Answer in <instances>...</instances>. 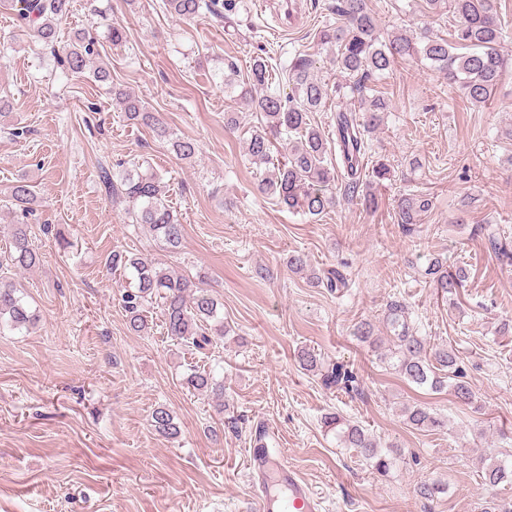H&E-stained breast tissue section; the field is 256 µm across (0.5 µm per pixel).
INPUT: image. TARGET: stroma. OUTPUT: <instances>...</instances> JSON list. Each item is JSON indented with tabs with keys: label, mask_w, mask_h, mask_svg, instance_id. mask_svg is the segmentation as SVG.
<instances>
[{
	"label": "stroma",
	"mask_w": 512,
	"mask_h": 512,
	"mask_svg": "<svg viewBox=\"0 0 512 512\" xmlns=\"http://www.w3.org/2000/svg\"><path fill=\"white\" fill-rule=\"evenodd\" d=\"M235 35L203 13L182 20L162 0H100L105 18L86 0H70L56 49L38 42L0 5V262L11 225L23 224L42 256L39 268L12 273L38 321L0 331V512H255L247 450L265 424L289 467L321 501L320 512H482L486 499L512 495L488 489L480 457L512 454V265L488 250L480 233L497 224L512 237V71L490 101L473 106L430 63L398 64L375 83L389 104L364 158L393 177L376 186L379 207L342 202L311 217L261 193L264 175L247 155L260 117L224 85L226 63L246 77L252 58L269 57V91H287L284 71L296 53L311 55L327 99L311 121L335 150L340 77L318 42L332 24L335 0H297L298 16L281 27L256 0H235ZM381 36L430 27L448 36L451 13L433 14L421 0H369ZM124 37L112 44L110 24ZM92 30L94 64L110 82L70 74L63 49L76 32ZM120 87L161 115L169 137L199 150L179 159L168 139L127 120L112 98ZM237 127L227 131V117ZM21 136H13V129ZM163 174L184 237L172 250L141 224L126 202L101 187L100 164ZM35 185L29 212L8 200L17 178ZM432 200L411 231L395 215L403 191ZM142 254L212 290L227 334L207 353L167 339L163 305L145 306L148 327L132 333L121 296L133 282L104 265L112 252ZM299 251L313 269L344 264L350 288L336 294L310 286L288 269ZM466 268L457 295L438 294L425 270L433 259ZM398 300L430 343L457 349L478 405L455 404L449 391L408 384L359 343L355 325L370 321L385 335L384 310ZM343 364L358 391L326 388L302 370L298 349ZM224 380L230 419L208 396L183 383L190 366ZM424 403L444 419L426 432L401 409ZM167 407L179 429L158 435L153 409ZM330 411L360 423L396 450L386 473L339 445L321 418ZM439 484L433 497L421 484Z\"/></svg>",
	"instance_id": "stroma-1"
}]
</instances>
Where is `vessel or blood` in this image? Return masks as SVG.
Masks as SVG:
<instances>
[{
  "label": "vessel or blood",
  "mask_w": 512,
  "mask_h": 512,
  "mask_svg": "<svg viewBox=\"0 0 512 512\" xmlns=\"http://www.w3.org/2000/svg\"><path fill=\"white\" fill-rule=\"evenodd\" d=\"M251 465L257 474L277 485L276 490L265 491L258 498L256 512H319L318 498L273 449L252 448Z\"/></svg>",
  "instance_id": "b4317fda"
}]
</instances>
